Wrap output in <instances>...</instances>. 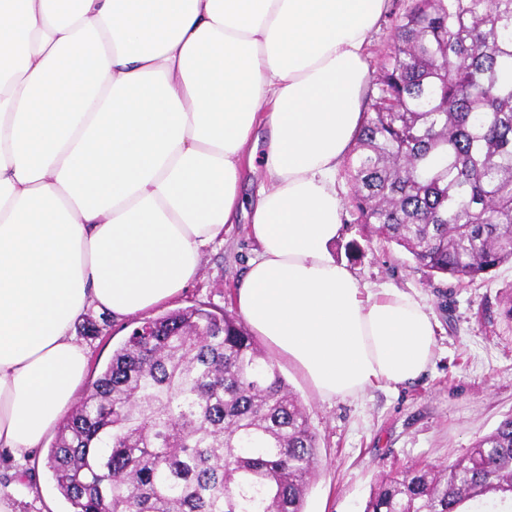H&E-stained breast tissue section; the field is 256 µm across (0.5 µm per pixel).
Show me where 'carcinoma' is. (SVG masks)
Listing matches in <instances>:
<instances>
[{"label":"carcinoma","mask_w":512,"mask_h":512,"mask_svg":"<svg viewBox=\"0 0 512 512\" xmlns=\"http://www.w3.org/2000/svg\"><path fill=\"white\" fill-rule=\"evenodd\" d=\"M347 172L361 222L429 275L512 264V0H414ZM318 440L276 364L205 304L141 323L49 448L70 512H304ZM512 499V416L447 467L386 476L364 512Z\"/></svg>","instance_id":"cac0c4a2"}]
</instances>
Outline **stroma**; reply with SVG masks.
I'll list each match as a JSON object with an SVG mask.
<instances>
[{
  "label": "stroma",
  "mask_w": 512,
  "mask_h": 512,
  "mask_svg": "<svg viewBox=\"0 0 512 512\" xmlns=\"http://www.w3.org/2000/svg\"><path fill=\"white\" fill-rule=\"evenodd\" d=\"M410 2L390 0L365 50L368 76H375ZM336 190L343 202V231L333 245L337 261L370 291L395 288L415 295L435 323V357L411 383L373 386L358 397L330 401L320 400L293 366L277 360L318 437L305 512H363L384 475L412 465L446 467L512 415V321L504 316L512 298V264L474 283L428 276L403 248L363 227L345 168L337 170ZM253 249L248 218L225 228L223 244L204 252L196 279L175 308L204 303L237 316L235 295ZM140 320H112L107 334L88 340L89 378L98 376ZM55 439L48 432L28 461L29 487L12 485L18 512H68L46 464Z\"/></svg>",
  "instance_id": "35a3bbf8"
}]
</instances>
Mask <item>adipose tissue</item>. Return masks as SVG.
Here are the masks:
<instances>
[{
    "label": "adipose tissue",
    "instance_id": "obj_1",
    "mask_svg": "<svg viewBox=\"0 0 512 512\" xmlns=\"http://www.w3.org/2000/svg\"><path fill=\"white\" fill-rule=\"evenodd\" d=\"M389 0H0V455L21 471L89 365L76 325L177 299L237 223L250 332L324 400L419 378L434 325L336 261L334 175Z\"/></svg>",
    "mask_w": 512,
    "mask_h": 512
}]
</instances>
